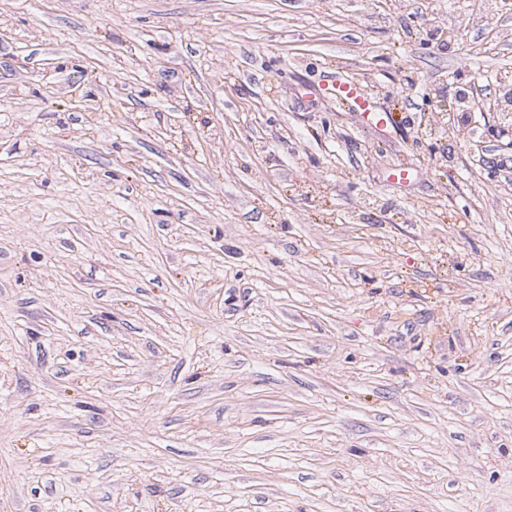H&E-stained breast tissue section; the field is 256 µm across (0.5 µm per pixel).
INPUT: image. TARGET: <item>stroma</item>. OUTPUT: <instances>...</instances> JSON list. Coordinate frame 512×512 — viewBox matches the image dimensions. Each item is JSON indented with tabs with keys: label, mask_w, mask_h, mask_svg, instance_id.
<instances>
[{
	"label": "stroma",
	"mask_w": 512,
	"mask_h": 512,
	"mask_svg": "<svg viewBox=\"0 0 512 512\" xmlns=\"http://www.w3.org/2000/svg\"><path fill=\"white\" fill-rule=\"evenodd\" d=\"M507 76L512 0H0V512H512ZM319 92L322 97L335 101L349 112L357 113L364 119L365 125L389 134L397 132L392 114L379 111L358 85L341 74L333 72L326 75Z\"/></svg>",
	"instance_id": "1"
}]
</instances>
